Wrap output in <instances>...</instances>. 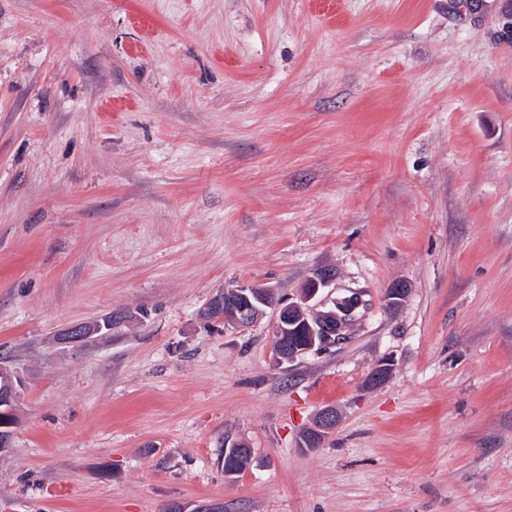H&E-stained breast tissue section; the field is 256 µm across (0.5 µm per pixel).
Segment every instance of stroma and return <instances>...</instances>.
<instances>
[{"instance_id":"stroma-1","label":"stroma","mask_w":512,"mask_h":512,"mask_svg":"<svg viewBox=\"0 0 512 512\" xmlns=\"http://www.w3.org/2000/svg\"><path fill=\"white\" fill-rule=\"evenodd\" d=\"M321 266L329 350L200 315ZM1 354L0 512H512V0H0ZM103 329V322L99 321L73 324L57 334L56 342L64 347H69L80 340L82 344L87 345L94 337L108 334L103 332ZM21 380L13 372L3 376L0 384V402L7 404L4 410L0 411V454L8 452L11 447L13 435L14 416H16L17 402L20 399ZM337 421L338 414L335 408L327 407L322 409L317 414L313 427L305 433L304 445L311 446L309 448L320 447L325 438L335 429Z\"/></svg>"}]
</instances>
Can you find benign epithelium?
Listing matches in <instances>:
<instances>
[{
  "instance_id": "1",
  "label": "benign epithelium",
  "mask_w": 512,
  "mask_h": 512,
  "mask_svg": "<svg viewBox=\"0 0 512 512\" xmlns=\"http://www.w3.org/2000/svg\"><path fill=\"white\" fill-rule=\"evenodd\" d=\"M335 280V272L329 267H319L307 279L299 299L285 302L273 289L263 285L227 287L214 294L206 304L213 310H224V323L246 329L267 309L274 317V358L281 364L311 352L324 351L336 346L345 338L347 328L356 320L361 305L359 297L352 295L332 301V306L318 310L310 305L321 290ZM104 325L99 321L77 323L62 329L56 338L59 345L69 347L76 341L88 344L103 334ZM393 364L384 362L374 367L367 378L370 386H377L391 375ZM21 380L9 373L0 381V402L6 408L0 411V447H11L14 416L20 399ZM338 414L335 408L322 409L313 427L304 435V443L320 447L335 429Z\"/></svg>"
}]
</instances>
